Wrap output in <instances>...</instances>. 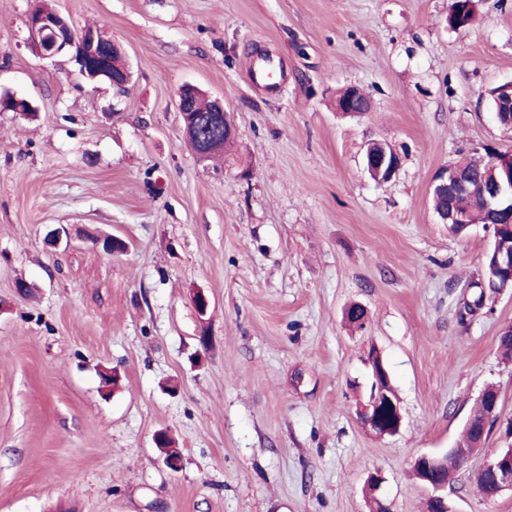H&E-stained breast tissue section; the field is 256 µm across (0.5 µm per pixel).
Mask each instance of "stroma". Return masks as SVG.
Here are the masks:
<instances>
[{"label":"stroma","instance_id":"stroma-1","mask_svg":"<svg viewBox=\"0 0 512 512\" xmlns=\"http://www.w3.org/2000/svg\"><path fill=\"white\" fill-rule=\"evenodd\" d=\"M37 2L0 0V95L37 108L0 111V512H426L412 462L455 446L489 386L498 419L448 497L512 512V490L475 482L512 448V289L459 324L491 235H453L430 193L442 166L512 153L488 96L512 80V0H476L465 30L453 0H48L125 50L124 91L38 54ZM260 55L276 91L247 81ZM187 83L233 116L218 160L185 141ZM350 85L369 112H337ZM374 140L401 158L386 183L363 166ZM374 352L403 415L390 436L359 418Z\"/></svg>","mask_w":512,"mask_h":512}]
</instances>
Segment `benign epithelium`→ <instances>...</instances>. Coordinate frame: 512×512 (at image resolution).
<instances>
[{"instance_id":"obj_1","label":"benign epithelium","mask_w":512,"mask_h":512,"mask_svg":"<svg viewBox=\"0 0 512 512\" xmlns=\"http://www.w3.org/2000/svg\"><path fill=\"white\" fill-rule=\"evenodd\" d=\"M28 28L39 54L45 59L62 54H72L78 65L79 73L89 82L99 76L106 77L116 88L126 89L131 79L129 63L125 53L116 45L105 46L94 29L77 32L56 11L31 13ZM199 89L192 85L181 87L177 93V110L186 141L199 155H206L224 149L234 138V125L230 112L224 106V100L215 97L209 99L207 114H194L195 99ZM364 94L356 87L347 88L345 97L336 101L338 111L356 115L365 111L368 104L361 101ZM492 164L501 170V178L495 181L485 197L488 207L512 219V156L492 155ZM364 166L370 176L380 182L390 180L399 170V155L384 143L373 141L368 144ZM473 185L459 171L445 165L433 175L431 193L434 195H466ZM441 224H474L471 214L466 210H441L436 213ZM498 266L505 276V283L493 281L486 285L492 293L500 294L512 283V245L495 241ZM374 389L367 403L361 405L362 423L380 436L397 433L402 425L403 416L400 402L389 384V377L383 363L373 366ZM470 455L462 448H450L443 454L423 453L413 462V469L419 474L428 496L436 503L438 512H455L448 501V483L438 479V471L444 467H460ZM484 467L497 471L500 475L498 491L512 489V448L497 451L488 457Z\"/></svg>"}]
</instances>
